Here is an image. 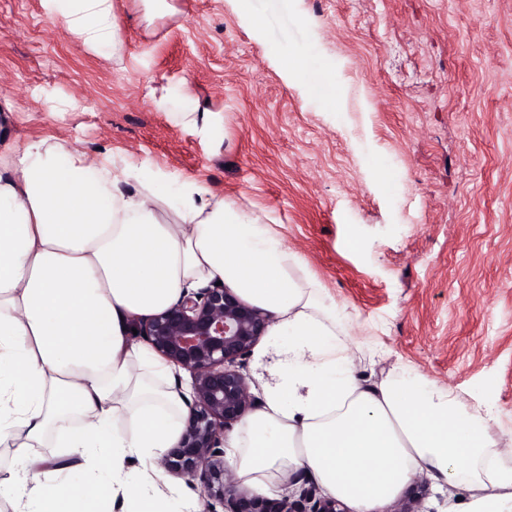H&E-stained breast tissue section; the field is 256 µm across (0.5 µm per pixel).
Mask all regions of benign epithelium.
I'll list each match as a JSON object with an SVG mask.
<instances>
[{
  "mask_svg": "<svg viewBox=\"0 0 512 512\" xmlns=\"http://www.w3.org/2000/svg\"><path fill=\"white\" fill-rule=\"evenodd\" d=\"M269 322L268 313L222 284L184 294L169 308L137 320V335L191 378L192 411L163 465L199 486L205 498L219 501L224 512H349L341 502L317 496L313 484L294 498L251 496L217 454L226 433L259 408L243 366Z\"/></svg>",
  "mask_w": 512,
  "mask_h": 512,
  "instance_id": "1",
  "label": "benign epithelium"
}]
</instances>
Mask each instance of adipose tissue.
I'll return each instance as SVG.
<instances>
[{
    "mask_svg": "<svg viewBox=\"0 0 512 512\" xmlns=\"http://www.w3.org/2000/svg\"><path fill=\"white\" fill-rule=\"evenodd\" d=\"M86 49L122 61L113 0H42ZM0 93V437L23 476L0 478L16 512H166L153 459L176 447L187 393L131 321L219 281L271 316L258 351L262 408L225 444L253 493L306 471L350 512H382L419 476L463 490V512H512V451L494 411L396 364L361 375L348 315L267 217L194 179L67 141L14 138ZM178 122L214 143L224 115L191 97ZM67 453L32 455L47 432ZM145 467L130 480L128 461Z\"/></svg>",
    "mask_w": 512,
    "mask_h": 512,
    "instance_id": "adipose-tissue-1",
    "label": "adipose tissue"
}]
</instances>
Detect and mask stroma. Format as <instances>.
Instances as JSON below:
<instances>
[{"mask_svg": "<svg viewBox=\"0 0 512 512\" xmlns=\"http://www.w3.org/2000/svg\"><path fill=\"white\" fill-rule=\"evenodd\" d=\"M173 3L148 31L115 0L116 64L41 0H0L15 137L129 153L268 216L356 340L487 398L512 434V0ZM150 78L223 111L222 146L156 111Z\"/></svg>", "mask_w": 512, "mask_h": 512, "instance_id": "1", "label": "stroma"}]
</instances>
